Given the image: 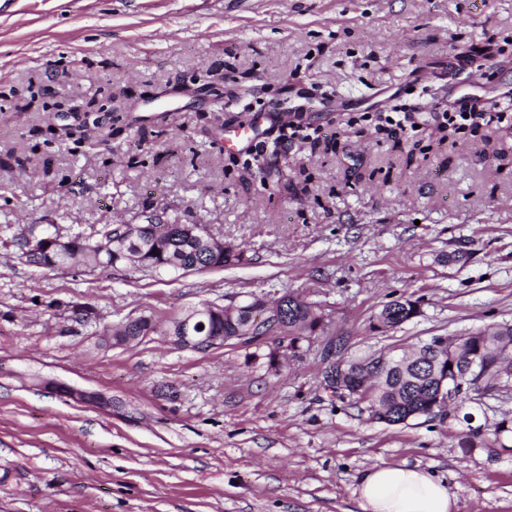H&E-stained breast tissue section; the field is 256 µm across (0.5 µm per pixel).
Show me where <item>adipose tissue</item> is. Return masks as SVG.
Segmentation results:
<instances>
[{"instance_id": "1", "label": "adipose tissue", "mask_w": 512, "mask_h": 512, "mask_svg": "<svg viewBox=\"0 0 512 512\" xmlns=\"http://www.w3.org/2000/svg\"><path fill=\"white\" fill-rule=\"evenodd\" d=\"M361 512H456L457 502L431 473L402 465H377L360 478Z\"/></svg>"}]
</instances>
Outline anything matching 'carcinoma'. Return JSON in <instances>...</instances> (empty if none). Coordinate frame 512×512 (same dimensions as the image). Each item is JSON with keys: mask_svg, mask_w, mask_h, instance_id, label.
<instances>
[{"mask_svg": "<svg viewBox=\"0 0 512 512\" xmlns=\"http://www.w3.org/2000/svg\"><path fill=\"white\" fill-rule=\"evenodd\" d=\"M185 224H162L148 222L137 238H124L101 249V243L110 237L106 227L94 234L72 238V248L61 252L55 242L41 239L36 251L26 257V262L50 270L79 262L88 272L127 262V256L137 257V268L143 271L184 268L192 272H203L240 264L244 251L231 245L224 250L213 252L200 248L190 238ZM157 254H152V251ZM261 303L256 297L246 302L245 310L237 315L224 314L220 305L211 302L199 303L198 313L189 317L184 311L165 324L162 333L176 336L185 320H190L193 335L202 337H232L248 326L247 318L260 313ZM420 315V301L410 297H399L384 304L370 328L375 331H389ZM324 327L322 311L314 303L293 294L288 295V322L283 335L288 337V348L297 349L299 343L308 341ZM156 332L151 319L139 322L127 321L120 326L116 335L122 339L145 337ZM471 359L479 360L484 374L472 378L464 374V367ZM389 364L380 368L372 367L364 358L339 359L349 374L347 395L358 401H368L370 416L385 425L405 424L420 416H429L443 409L437 401V377L448 375V384L463 382L468 392L461 397H448V404L457 410L465 408L473 396H482L498 391L512 382V324L503 323L495 331H473L447 337L446 346L437 354L428 353L422 344L411 355H392ZM452 369H447V365ZM512 441V417H504L494 423L487 432L468 428L461 435V448H484L491 445L505 447Z\"/></svg>", "mask_w": 512, "mask_h": 512, "instance_id": "cac0c4a2", "label": "carcinoma"}]
</instances>
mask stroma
Segmentation results:
<instances>
[{
    "mask_svg": "<svg viewBox=\"0 0 512 512\" xmlns=\"http://www.w3.org/2000/svg\"><path fill=\"white\" fill-rule=\"evenodd\" d=\"M508 86L512 0H0V512H361L380 464L434 472L459 512H512V451L458 446L512 416V392L483 395L469 424L388 426L323 385L331 339L356 358L512 323V127L442 117ZM100 87L111 133L54 141L43 102ZM233 129L251 136L225 147ZM153 214L206 225L244 263L19 257L52 224L87 236ZM287 292L326 316L294 352L274 336L101 341L130 318ZM401 296L420 316L371 330Z\"/></svg>",
    "mask_w": 512,
    "mask_h": 512,
    "instance_id": "35a3bbf8",
    "label": "stroma"
}]
</instances>
